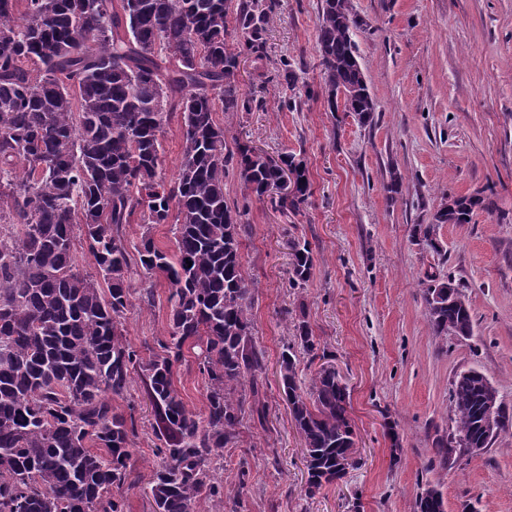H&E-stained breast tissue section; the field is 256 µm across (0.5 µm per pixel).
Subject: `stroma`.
<instances>
[{"instance_id": "35a3bbf8", "label": "stroma", "mask_w": 512, "mask_h": 512, "mask_svg": "<svg viewBox=\"0 0 512 512\" xmlns=\"http://www.w3.org/2000/svg\"><path fill=\"white\" fill-rule=\"evenodd\" d=\"M363 21L355 41L377 102L374 125L329 111L321 94L317 41L321 0H278L265 57H240L247 112L219 114L228 138L304 161L311 195L284 218L250 199L242 238L255 283L253 336L265 353L269 417L211 466L221 478L249 473L239 512H415L439 483L447 512H512V432L481 456L432 469L434 440L453 425L449 390L475 369L512 407V0H353ZM297 107H289V99ZM406 177L396 202L390 168ZM493 190L497 209L471 224L436 230L441 252L417 243L441 192ZM307 239L315 268L289 285L288 242ZM455 275L474 316L472 336H436L424 316L425 275ZM170 285L154 281L155 306L129 308L130 343L149 355L168 330ZM305 309L326 360L350 391L358 464L347 477L307 493L303 443L279 378L290 342L286 316ZM186 407L204 413L205 382L193 361L174 370ZM135 404L134 473L123 487L127 512H153L149 481L159 459L153 413L132 386L113 405Z\"/></svg>"}]
</instances>
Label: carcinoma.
<instances>
[{
  "label": "carcinoma",
  "mask_w": 512,
  "mask_h": 512,
  "mask_svg": "<svg viewBox=\"0 0 512 512\" xmlns=\"http://www.w3.org/2000/svg\"><path fill=\"white\" fill-rule=\"evenodd\" d=\"M274 0H0V512H127L122 488L132 474L134 407L119 412L141 375L155 412L160 463L149 482L153 512H238L246 471L235 485L211 471L216 451L234 448L246 422L264 426L265 356L252 333L254 283L241 262L242 211L224 197L237 171L259 200L283 174L294 191L270 198L296 216L311 195L303 160L270 158L234 141L219 112H247L238 85L241 50L260 54ZM352 0H321L318 44L322 93L332 112L371 125L376 103L365 79ZM182 118L175 179L160 176L161 136ZM496 208L488 195L441 197L414 237L436 252L439 224H470ZM176 218L175 249H161L154 224ZM144 231L130 253L126 225ZM95 271L79 269L77 248ZM294 288L315 264L311 243L289 242ZM143 274L137 301H155L153 277L170 284L167 338L145 358L126 338L131 263ZM436 336H470L474 320L452 277L421 281ZM190 349L207 387L200 416L183 402L173 368ZM324 359L305 312L281 354V388L304 442L307 493L356 467L349 391L322 364L299 376V355ZM485 375L469 370L450 388L448 449L483 440ZM416 512H445L428 486Z\"/></svg>",
  "instance_id": "1"
}]
</instances>
